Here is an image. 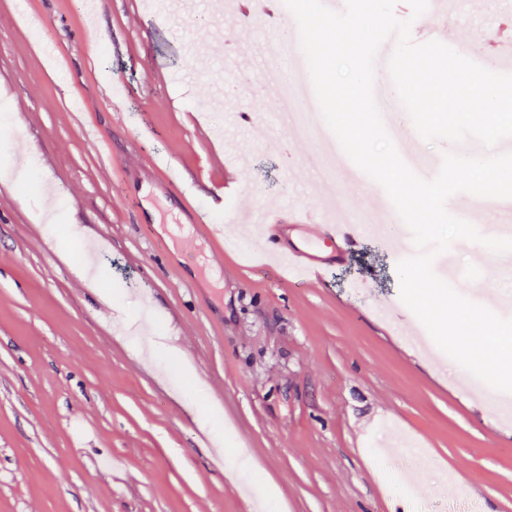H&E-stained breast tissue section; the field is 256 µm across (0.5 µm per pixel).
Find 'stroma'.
I'll use <instances>...</instances> for the list:
<instances>
[{"instance_id":"stroma-1","label":"stroma","mask_w":512,"mask_h":512,"mask_svg":"<svg viewBox=\"0 0 512 512\" xmlns=\"http://www.w3.org/2000/svg\"><path fill=\"white\" fill-rule=\"evenodd\" d=\"M210 3L0 0V169L28 162L0 177V512H440L472 494L512 512V422L380 313L401 254L368 236L325 287L292 288L258 244L218 258L196 237L191 205L219 187L237 211L329 198L307 168L320 137L237 82L268 27L198 24ZM485 15L465 0L412 39L484 48L512 23L485 34ZM170 165L181 188L159 182Z\"/></svg>"}]
</instances>
